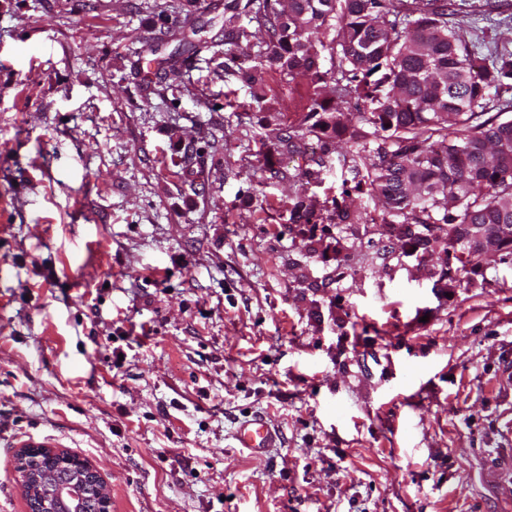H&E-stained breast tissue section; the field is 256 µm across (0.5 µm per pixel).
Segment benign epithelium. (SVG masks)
Returning <instances> with one entry per match:
<instances>
[{
  "mask_svg": "<svg viewBox=\"0 0 512 512\" xmlns=\"http://www.w3.org/2000/svg\"><path fill=\"white\" fill-rule=\"evenodd\" d=\"M15 473L35 488V512H111V500L92 465L51 448H22Z\"/></svg>",
  "mask_w": 512,
  "mask_h": 512,
  "instance_id": "obj_1",
  "label": "benign epithelium"
}]
</instances>
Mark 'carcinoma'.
I'll return each mask as SVG.
<instances>
[{
  "instance_id": "carcinoma-1",
  "label": "carcinoma",
  "mask_w": 512,
  "mask_h": 512,
  "mask_svg": "<svg viewBox=\"0 0 512 512\" xmlns=\"http://www.w3.org/2000/svg\"><path fill=\"white\" fill-rule=\"evenodd\" d=\"M452 0H288L263 4L266 61L288 82L305 80L311 108L294 137L370 143L369 192L388 225H446L442 243L466 242L459 261L488 250L473 238L484 225L496 250L512 247V119L478 121L486 92L512 89V58L492 64L448 27ZM224 21V38L249 47L257 33ZM337 59L341 79L362 104L344 105L339 80L320 68ZM252 98H265L259 66L242 72ZM289 221L310 219L298 195Z\"/></svg>"
}]
</instances>
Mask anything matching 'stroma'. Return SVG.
Returning a JSON list of instances; mask_svg holds the SVG:
<instances>
[{"mask_svg":"<svg viewBox=\"0 0 512 512\" xmlns=\"http://www.w3.org/2000/svg\"><path fill=\"white\" fill-rule=\"evenodd\" d=\"M225 3L0 0V512L27 440L112 512H512V254L388 235L361 146L287 148L302 86L252 100ZM448 22L512 54V0ZM235 440L239 448H245L250 455L261 458L270 448H277L280 435L261 416H255L240 424Z\"/></svg>","mask_w":512,"mask_h":512,"instance_id":"1","label":"stroma"}]
</instances>
